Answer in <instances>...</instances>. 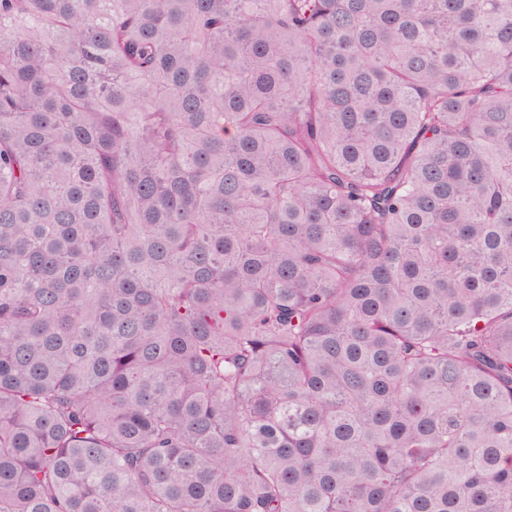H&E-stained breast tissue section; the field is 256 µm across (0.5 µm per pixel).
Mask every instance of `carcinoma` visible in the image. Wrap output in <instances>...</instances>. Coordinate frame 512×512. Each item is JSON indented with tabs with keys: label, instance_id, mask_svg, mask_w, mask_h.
<instances>
[{
	"label": "carcinoma",
	"instance_id": "obj_1",
	"mask_svg": "<svg viewBox=\"0 0 512 512\" xmlns=\"http://www.w3.org/2000/svg\"><path fill=\"white\" fill-rule=\"evenodd\" d=\"M0 512H512V0H0Z\"/></svg>",
	"mask_w": 512,
	"mask_h": 512
}]
</instances>
